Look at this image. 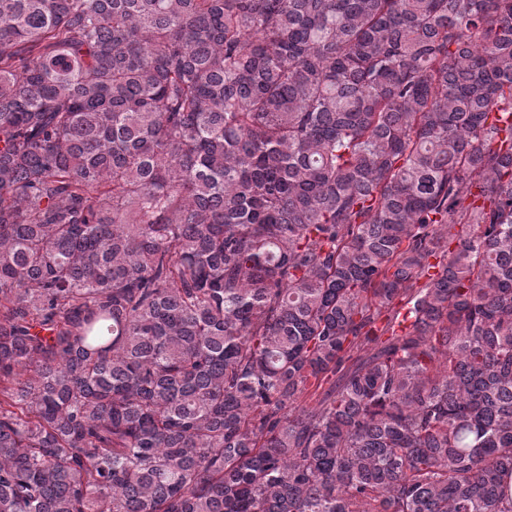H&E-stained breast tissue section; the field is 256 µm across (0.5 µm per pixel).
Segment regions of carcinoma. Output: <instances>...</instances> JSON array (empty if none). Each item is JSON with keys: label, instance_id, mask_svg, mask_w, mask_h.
Here are the masks:
<instances>
[{"label": "carcinoma", "instance_id": "cac0c4a2", "mask_svg": "<svg viewBox=\"0 0 512 512\" xmlns=\"http://www.w3.org/2000/svg\"><path fill=\"white\" fill-rule=\"evenodd\" d=\"M493 112L512 0H0V512H512Z\"/></svg>", "mask_w": 512, "mask_h": 512}]
</instances>
